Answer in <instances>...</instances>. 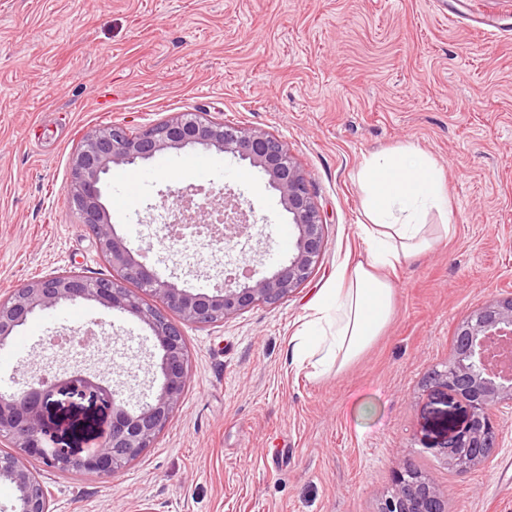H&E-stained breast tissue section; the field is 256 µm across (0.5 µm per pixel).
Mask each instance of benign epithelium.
<instances>
[{
    "label": "benign epithelium",
    "mask_w": 512,
    "mask_h": 512,
    "mask_svg": "<svg viewBox=\"0 0 512 512\" xmlns=\"http://www.w3.org/2000/svg\"><path fill=\"white\" fill-rule=\"evenodd\" d=\"M211 149L230 153L261 170L269 188L279 193L288 212L295 240L288 259L258 277L246 280L224 277V285L212 294L180 288L162 277L139 257L154 245L170 249L176 237L165 234L157 242L132 251L118 235L102 202L104 176L114 166L133 165L169 149ZM70 194L81 223L94 231L98 249L111 273L98 279L68 271L32 280L0 299V347L8 345L18 329L36 312L83 302H95L125 312L150 331L160 351L156 364L161 383L153 401L134 404L112 387L98 371L50 369L29 376L22 387L0 393V438L11 440L17 453H0V480L15 490L13 512H49L48 490L30 471L21 454L35 456L49 469L81 470L109 475L151 446L168 425L189 381V366L181 325L221 323L258 303L275 304L289 296L314 273L324 248V224L306 179L282 141L265 132L228 126L196 113H183L132 136L127 128L109 125L86 135L72 157ZM180 205L169 214L182 224H201L205 211L191 205L190 194L177 192ZM250 224L239 203L224 202V228L215 229L209 241L229 248L239 239H251ZM134 280L160 303L146 307L125 288ZM173 311L178 319L168 317ZM512 336V296L475 309L455 329L453 356L448 368L434 376L448 395L464 400L468 407L464 426L444 447L447 465L465 471L489 461L498 441L494 408L512 411V377L503 378L487 365L488 352L501 336ZM79 397L111 410L112 420L100 441L76 452L46 438L43 411L61 398ZM378 512H446L443 495L431 478L403 463L396 471V488L384 499Z\"/></svg>",
    "instance_id": "benign-epithelium-1"
}]
</instances>
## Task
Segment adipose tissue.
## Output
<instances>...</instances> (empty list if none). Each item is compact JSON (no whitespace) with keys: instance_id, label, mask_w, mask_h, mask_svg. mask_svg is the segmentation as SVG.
Masks as SVG:
<instances>
[{"instance_id":"adipose-tissue-1","label":"adipose tissue","mask_w":512,"mask_h":512,"mask_svg":"<svg viewBox=\"0 0 512 512\" xmlns=\"http://www.w3.org/2000/svg\"><path fill=\"white\" fill-rule=\"evenodd\" d=\"M408 144L372 156L358 174L367 219L361 231L366 256L345 264L338 279L312 300L300 330L292 337L293 358L318 377L342 371L387 326L394 289L385 268L448 241L455 227L448 217V187L432 160H417ZM439 223H427L429 212Z\"/></svg>"}]
</instances>
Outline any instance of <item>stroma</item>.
I'll use <instances>...</instances> for the list:
<instances>
[{
  "label": "stroma",
  "instance_id": "stroma-1",
  "mask_svg": "<svg viewBox=\"0 0 512 512\" xmlns=\"http://www.w3.org/2000/svg\"><path fill=\"white\" fill-rule=\"evenodd\" d=\"M489 13L512 15V0H0V297L64 271L108 275L69 192L74 153L103 126L135 133L201 112L269 133L325 222L318 267L289 297L183 324L189 382L135 460L99 476L27 459L50 512H377L405 462L437 481L448 512H512V413L494 414L501 439L487 464L448 467L442 448L467 408L432 382L457 324L512 293V33L485 41L474 24ZM407 144L442 170L456 233L391 274V320L356 360L307 377L290 339L320 288L366 250L358 173ZM190 156L168 150L139 163L148 179L118 209L121 187L106 178L103 202L130 248L156 235L174 191L193 187L198 203L231 193L252 207V240L223 254L194 239L146 264L210 294L225 260L284 259L276 227L288 214L262 174L240 180L244 163L211 149L202 177L186 167ZM80 310L76 322L40 312L18 330L26 352L0 362V391L87 359L41 339L96 322L108 348L100 369L151 400L143 324L94 302ZM110 419L78 398L44 412L48 436L77 451Z\"/></svg>",
  "mask_w": 512,
  "mask_h": 512
}]
</instances>
